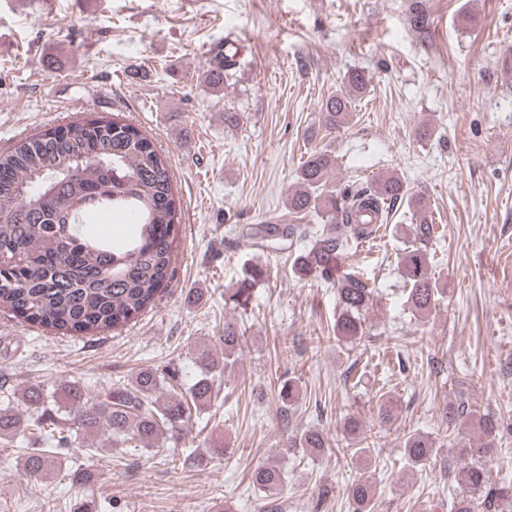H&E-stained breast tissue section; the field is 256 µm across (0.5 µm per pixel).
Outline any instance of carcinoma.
<instances>
[{"label": "carcinoma", "instance_id": "obj_1", "mask_svg": "<svg viewBox=\"0 0 512 512\" xmlns=\"http://www.w3.org/2000/svg\"><path fill=\"white\" fill-rule=\"evenodd\" d=\"M232 64L221 52L208 62L206 80L224 84ZM371 78L362 70L345 76L342 88L325 101L324 127L338 130L349 118L352 98L368 90ZM337 164L329 153L314 152L302 164L297 188L288 193V212L317 215L324 223L310 248L294 253L295 277L319 278L336 288L340 313L331 339L361 342L366 313L375 289L354 267L345 265L350 244L377 238L395 205L406 203L415 223L399 256L406 303L416 315L431 311L442 288L430 271L431 246L438 236L430 208L402 177L392 174L366 186L336 185L328 189L325 175ZM130 215L135 235L121 244L106 236H89L80 229L92 212ZM178 207L167 161L146 134L122 118H96L65 126L64 135L45 131L20 141L0 154V307L32 323L63 334H94L117 329L151 307L171 280ZM295 224H257L246 234L249 247H270L273 241L300 237ZM265 271L252 266L237 287L224 294V304L247 310L253 287ZM247 329L224 321V359L206 349L199 353L202 375L171 393L168 373L145 367L127 382L116 383L90 397L76 381L46 393L33 384L22 395L29 407L41 410L32 426L55 448H69L85 435H103L121 448L151 451L157 440L180 435L192 413L211 405L215 378L236 363L235 354L247 342ZM281 410L297 399L295 384L280 382ZM445 418L458 433L496 432L494 422L471 410L462 400L444 407ZM23 423L21 415L0 407V439H11ZM288 447L320 454L327 449L323 432L304 430L288 438ZM400 448L412 466L427 464L436 455L434 439L416 432ZM484 448H460L464 462L454 474L460 496L452 512H492L509 488L495 484L482 458ZM26 470L42 476L53 470L49 450L35 449ZM252 484L270 501L282 490L283 470L257 467ZM376 489L368 477H358L349 489L352 512H373Z\"/></svg>", "mask_w": 512, "mask_h": 512}]
</instances>
